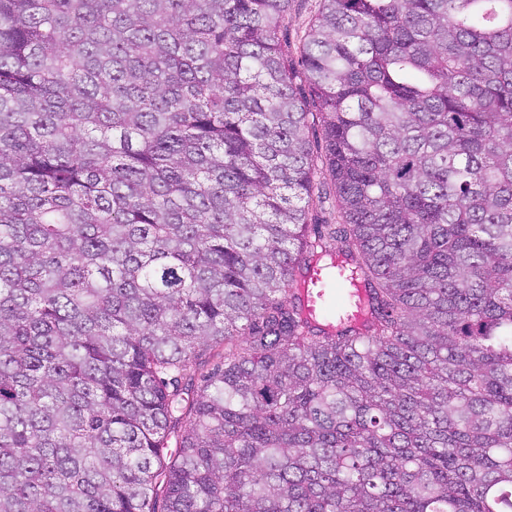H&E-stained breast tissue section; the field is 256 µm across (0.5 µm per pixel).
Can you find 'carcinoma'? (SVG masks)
Segmentation results:
<instances>
[{"mask_svg": "<svg viewBox=\"0 0 512 512\" xmlns=\"http://www.w3.org/2000/svg\"><path fill=\"white\" fill-rule=\"evenodd\" d=\"M290 2L0 0V512H512V0H320L325 234ZM333 285L342 289L336 305L337 323L361 326L367 319L369 292L347 264L341 260L318 266L313 262L298 286V297L305 316L319 318L325 311L326 298Z\"/></svg>", "mask_w": 512, "mask_h": 512, "instance_id": "obj_1", "label": "carcinoma"}]
</instances>
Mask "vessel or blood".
Returning a JSON list of instances; mask_svg holds the SVG:
<instances>
[{"mask_svg": "<svg viewBox=\"0 0 512 512\" xmlns=\"http://www.w3.org/2000/svg\"><path fill=\"white\" fill-rule=\"evenodd\" d=\"M339 286L341 299L335 309L338 323L362 325L367 319L369 292L343 261L327 266L311 265L298 286L304 315L320 317L325 311L331 286Z\"/></svg>", "mask_w": 512, "mask_h": 512, "instance_id": "obj_1", "label": "vessel or blood"}]
</instances>
